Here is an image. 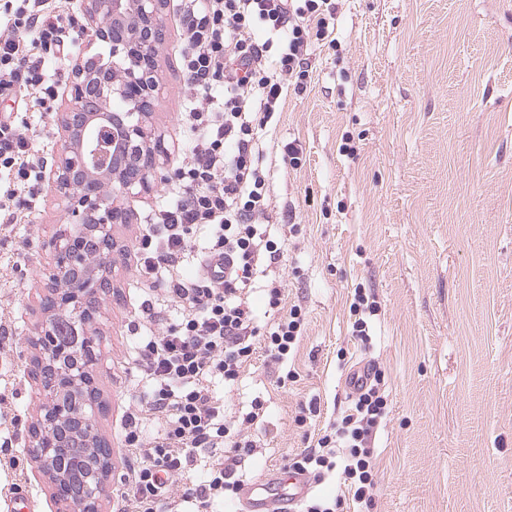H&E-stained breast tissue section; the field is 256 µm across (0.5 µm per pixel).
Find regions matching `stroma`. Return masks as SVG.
<instances>
[{
	"label": "stroma",
	"mask_w": 512,
	"mask_h": 512,
	"mask_svg": "<svg viewBox=\"0 0 512 512\" xmlns=\"http://www.w3.org/2000/svg\"><path fill=\"white\" fill-rule=\"evenodd\" d=\"M165 47L148 121L167 148L169 179L183 147L180 30L160 14ZM333 41L316 44L307 89L288 94L259 132L284 308L305 330L280 367L264 353L238 387L213 389L239 409L260 399L245 483L284 469L350 414L348 371L385 374L388 410L375 429L370 512H512V0H341ZM39 155L61 146L53 115L23 104ZM295 144L302 164L283 161ZM113 229L112 277L95 322L101 439L112 450L102 512H124L120 477L127 406L142 386L131 351L144 334L135 276L140 216ZM64 211L44 186L27 218L0 225V512H53L49 481L29 457L37 419L26 377L46 293L43 246ZM374 297L372 340L353 336L355 289ZM293 371L285 379V371ZM313 412L297 424L302 408Z\"/></svg>",
	"instance_id": "stroma-1"
}]
</instances>
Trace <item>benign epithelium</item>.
Segmentation results:
<instances>
[{
  "mask_svg": "<svg viewBox=\"0 0 512 512\" xmlns=\"http://www.w3.org/2000/svg\"><path fill=\"white\" fill-rule=\"evenodd\" d=\"M164 0H79L87 24L83 51L56 122L62 141L52 155L49 184L62 198L67 222L55 225L48 242L50 261L42 270L48 294L35 338L40 354L31 363L37 385V426L28 452L53 485L55 512H100L105 479L87 468L78 480L68 468L76 436L96 426L98 405L93 374L98 357L88 325L78 360L58 345V314L89 315L110 285L112 227L129 222L122 202L153 188L164 139L148 124L159 91L155 49L161 43ZM105 52H94V46Z\"/></svg>",
  "mask_w": 512,
  "mask_h": 512,
  "instance_id": "7a95c632",
  "label": "benign epithelium"
}]
</instances>
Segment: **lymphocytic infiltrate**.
Masks as SVG:
<instances>
[{"label": "lymphocytic infiltrate", "instance_id": "f902f5d3", "mask_svg": "<svg viewBox=\"0 0 512 512\" xmlns=\"http://www.w3.org/2000/svg\"><path fill=\"white\" fill-rule=\"evenodd\" d=\"M180 55L186 109L179 117L188 146L164 192L168 203L144 227L136 271L148 301V325L133 360L144 395L128 413L125 443L129 512H201L240 493L238 458L251 450L250 427L264 406L237 414L212 390L234 386L257 350L287 360L305 328L300 307L281 314L282 283L268 269L280 256L268 227L269 186L259 166L257 129L289 92H302L313 42L329 37L335 0H180ZM0 97L37 94L50 110L60 92L47 66L68 56L75 21L56 0H0ZM223 96H216V89ZM44 161L27 125L0 117V222L42 190ZM195 272H188V265ZM261 293L278 321L261 329L253 295ZM179 311L165 316L167 307ZM384 374L374 371L345 416L317 447L295 457L294 470L342 475L357 502L371 505L372 432L385 416ZM217 448L198 484L190 471L200 451Z\"/></svg>", "mask_w": 512, "mask_h": 512}]
</instances>
